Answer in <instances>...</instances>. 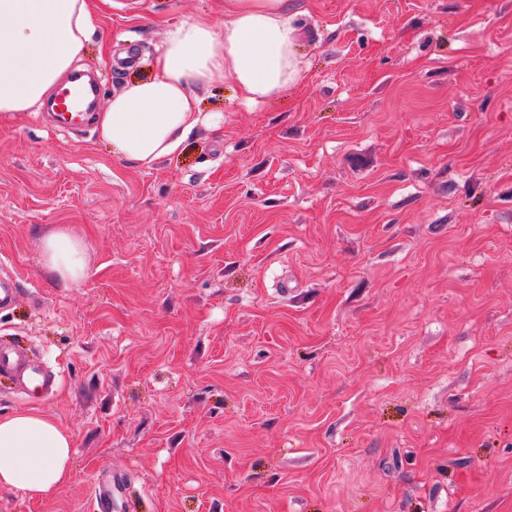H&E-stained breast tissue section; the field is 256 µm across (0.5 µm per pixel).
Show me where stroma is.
<instances>
[{
    "label": "stroma",
    "instance_id": "1",
    "mask_svg": "<svg viewBox=\"0 0 512 512\" xmlns=\"http://www.w3.org/2000/svg\"><path fill=\"white\" fill-rule=\"evenodd\" d=\"M99 108L171 22L224 0H91ZM297 82L201 90L143 168L92 126L0 118V340L59 374L52 495L0 512H512V0H292ZM86 244L52 280L42 237ZM41 262L55 281L65 285L87 276L84 243L67 229H58L42 239Z\"/></svg>",
    "mask_w": 512,
    "mask_h": 512
}]
</instances>
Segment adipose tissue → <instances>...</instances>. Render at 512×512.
I'll return each instance as SVG.
<instances>
[{"instance_id": "ef3b65f1", "label": "adipose tissue", "mask_w": 512, "mask_h": 512, "mask_svg": "<svg viewBox=\"0 0 512 512\" xmlns=\"http://www.w3.org/2000/svg\"><path fill=\"white\" fill-rule=\"evenodd\" d=\"M94 30L88 0H0V116L35 112L80 59ZM299 34L288 0H228L224 19L168 27L149 77L131 81L95 117L115 157L140 166L176 152L197 122L198 91L232 78L245 102L275 98L301 73ZM51 277L87 275L81 238L59 229L43 238ZM73 437L35 409L0 416V489L39 499L72 474Z\"/></svg>"}]
</instances>
